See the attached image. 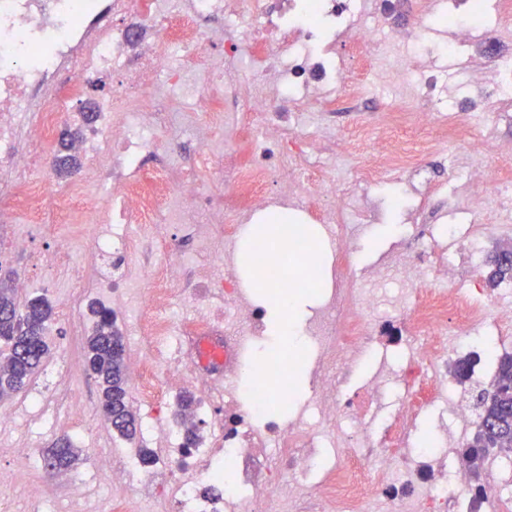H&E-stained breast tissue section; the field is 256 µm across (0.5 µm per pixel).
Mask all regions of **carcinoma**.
Listing matches in <instances>:
<instances>
[{
  "instance_id": "1",
  "label": "carcinoma",
  "mask_w": 512,
  "mask_h": 512,
  "mask_svg": "<svg viewBox=\"0 0 512 512\" xmlns=\"http://www.w3.org/2000/svg\"><path fill=\"white\" fill-rule=\"evenodd\" d=\"M492 276L512 275V251L493 258ZM54 307L45 297L20 302L16 288L0 279V403L26 389L49 352L46 325ZM92 332L86 337L87 370L101 390V410L118 435L134 440L139 432L138 419L127 397V365L124 336L116 325L112 310L97 306ZM193 400L181 403L185 430V448L195 446V426L186 420ZM512 439V352L497 357L490 397L483 401L479 421L469 441L460 449L473 474L468 492L475 502L486 496L480 473L488 459L487 449L497 448ZM74 457L70 445L51 448L46 467L55 470L68 465Z\"/></svg>"
}]
</instances>
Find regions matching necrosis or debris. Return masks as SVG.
I'll list each match as a JSON object with an SVG mask.
<instances>
[{"instance_id":"obj_1","label":"necrosis or debris","mask_w":512,"mask_h":512,"mask_svg":"<svg viewBox=\"0 0 512 512\" xmlns=\"http://www.w3.org/2000/svg\"><path fill=\"white\" fill-rule=\"evenodd\" d=\"M438 24L450 26L448 44L435 41ZM449 58L470 63L452 91ZM107 77L112 95L78 142L82 179L36 181L57 129L79 118L77 90ZM340 110L352 114L343 132ZM510 125L512 0H0V223L22 215L39 235L62 220L103 225L84 291L102 305L126 299L142 257L143 314L122 319L138 339L129 370L142 399L160 406L194 389L201 415L224 412L190 450L181 425L167 427L155 475L131 459H101L98 472L165 494L170 512L243 502L264 512H471L449 437L424 448L416 435L432 415L450 437L465 433L473 414L448 365L480 338L512 337V279L492 287L480 276L492 233L512 235V149L500 144ZM444 149L455 199L441 184L422 187L399 254L368 275L397 280L381 300L353 269L356 237L375 220L367 195L386 178L410 183ZM280 203L323 226L332 258L328 296L306 330L318 388L292 417L248 402L239 385L254 368L261 313L234 277L237 222ZM172 224L193 239V265L166 234ZM22 250L36 270L72 266L64 248L38 251L0 232V257ZM383 337L397 362L380 363L347 398L351 367ZM193 462L210 472L232 463V490L192 478Z\"/></svg>"}]
</instances>
